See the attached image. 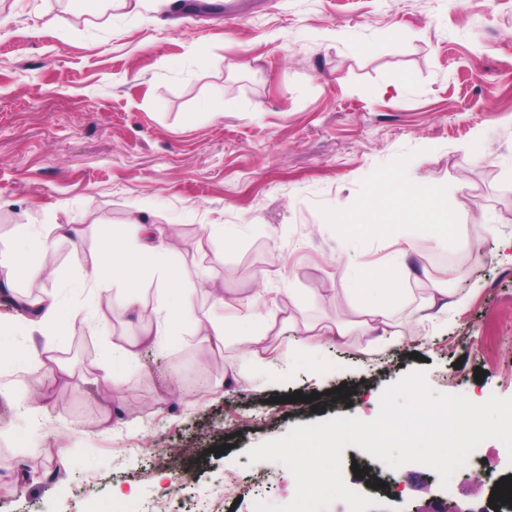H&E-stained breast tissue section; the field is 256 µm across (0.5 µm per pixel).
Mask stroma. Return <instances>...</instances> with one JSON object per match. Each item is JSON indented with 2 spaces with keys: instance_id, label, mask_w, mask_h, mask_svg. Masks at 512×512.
Listing matches in <instances>:
<instances>
[{
  "instance_id": "stroma-1",
  "label": "stroma",
  "mask_w": 512,
  "mask_h": 512,
  "mask_svg": "<svg viewBox=\"0 0 512 512\" xmlns=\"http://www.w3.org/2000/svg\"><path fill=\"white\" fill-rule=\"evenodd\" d=\"M101 2L0 0V242L18 224L45 241L52 277L14 294L55 290L57 357L72 371L58 382L0 364V512H150L174 488L178 512H207L217 490L233 512H257L288 504L296 482L281 463L251 462L250 447L297 425L374 420L383 389L411 370L444 394L512 397V0H216L199 17L176 0L136 15ZM407 183L442 192L474 249L436 247ZM386 188L385 206L366 208ZM135 217L187 277L232 297L264 289L260 314L296 292L292 321L275 325L281 346L356 320L341 291L369 270L403 289V342L373 349L355 328L320 356L261 370L238 337L215 352L193 342L214 314L200 296L170 345L142 349L119 384L93 380L85 341L104 358L162 302L148 280L137 311L100 318L76 286L104 227ZM58 224L75 235L57 237ZM435 278L452 304L428 315ZM343 385L348 398L331 399ZM153 448L185 454L161 472ZM476 460L487 479L466 464L445 489L426 466L391 469L349 446L342 474L379 512L435 497L478 507L512 477V455L488 439ZM116 486L137 493L119 501Z\"/></svg>"
}]
</instances>
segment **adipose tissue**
I'll return each mask as SVG.
<instances>
[{"label":"adipose tissue","instance_id":"adipose-tissue-1","mask_svg":"<svg viewBox=\"0 0 512 512\" xmlns=\"http://www.w3.org/2000/svg\"><path fill=\"white\" fill-rule=\"evenodd\" d=\"M104 235L109 240V246L94 271L90 286L100 289L110 283L114 289L111 294L98 299V313H105L115 306L130 308L138 305L142 300L139 284L146 278L156 280L164 300L157 311L154 326L145 330L141 340L113 346L111 360L97 364L94 371L96 377L116 378L119 367L137 363L141 345L158 347L169 343L178 329L183 311L192 307L200 293L207 296L213 307L233 308L239 312L237 320L233 322L210 320L198 324L193 336L202 348L212 351L226 337L240 336L247 344L246 355L250 362L260 364L266 357L277 354L278 339L270 334L276 322L275 315H268L260 321L255 318L254 311L262 299L261 294L231 298L225 296L223 288L211 281L186 278L174 264L170 250L156 243L151 225L111 227L105 230ZM15 239L28 243L29 248L22 253L14 252L9 247L0 248V283L8 288L13 287L18 279L48 273L40 260L44 244L31 241L28 225H17ZM356 292L364 296L361 326L365 335L370 336L372 343L377 345H398L401 337L392 330L391 319L397 307L399 288L377 275L362 279L358 289H343L342 296L347 299ZM30 306V323L45 335L46 341L42 351H31L24 361L27 367H42L56 350L50 334L59 312L57 295L52 291L44 292L41 297L32 300Z\"/></svg>","mask_w":512,"mask_h":512}]
</instances>
